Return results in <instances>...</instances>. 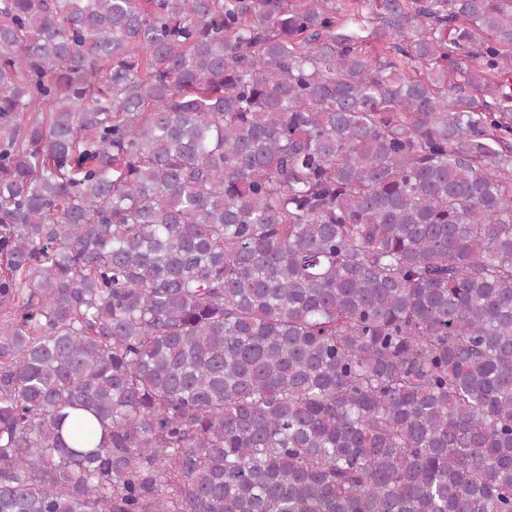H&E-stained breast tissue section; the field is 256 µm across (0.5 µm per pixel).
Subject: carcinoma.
I'll list each match as a JSON object with an SVG mask.
<instances>
[{
	"label": "carcinoma",
	"instance_id": "obj_1",
	"mask_svg": "<svg viewBox=\"0 0 512 512\" xmlns=\"http://www.w3.org/2000/svg\"><path fill=\"white\" fill-rule=\"evenodd\" d=\"M0 512H512V0H0Z\"/></svg>",
	"mask_w": 512,
	"mask_h": 512
}]
</instances>
